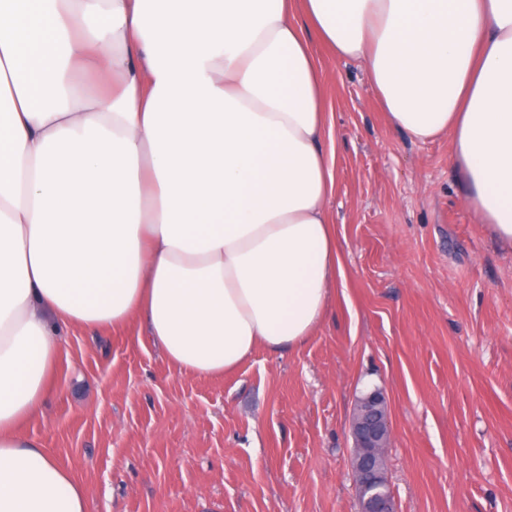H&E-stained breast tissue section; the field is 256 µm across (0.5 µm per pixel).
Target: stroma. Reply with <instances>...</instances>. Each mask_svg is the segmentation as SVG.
Returning a JSON list of instances; mask_svg holds the SVG:
<instances>
[{
	"instance_id": "35a3bbf8",
	"label": "stroma",
	"mask_w": 512,
	"mask_h": 512,
	"mask_svg": "<svg viewBox=\"0 0 512 512\" xmlns=\"http://www.w3.org/2000/svg\"><path fill=\"white\" fill-rule=\"evenodd\" d=\"M313 51L344 271L323 323L211 379L170 369L137 322L63 329L26 432L87 512H358L351 419L376 389L398 512H512V252L469 211L451 139L395 128L361 62Z\"/></svg>"
}]
</instances>
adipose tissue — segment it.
I'll return each mask as SVG.
<instances>
[{"label": "adipose tissue", "instance_id": "obj_1", "mask_svg": "<svg viewBox=\"0 0 512 512\" xmlns=\"http://www.w3.org/2000/svg\"><path fill=\"white\" fill-rule=\"evenodd\" d=\"M312 31L393 126L451 136L512 251V0H0V512H87L22 430L62 328L138 320L210 378L320 327L343 268Z\"/></svg>", "mask_w": 512, "mask_h": 512}]
</instances>
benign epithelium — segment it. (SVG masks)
Returning a JSON list of instances; mask_svg holds the SVG:
<instances>
[{
    "label": "benign epithelium",
    "instance_id": "obj_1",
    "mask_svg": "<svg viewBox=\"0 0 512 512\" xmlns=\"http://www.w3.org/2000/svg\"><path fill=\"white\" fill-rule=\"evenodd\" d=\"M385 402L383 395H368L358 400L354 409L353 469L355 483L361 491H369L378 484L380 473L372 465V457L385 456L391 442L392 429ZM362 512H396L392 493L368 496L362 501Z\"/></svg>",
    "mask_w": 512,
    "mask_h": 512
}]
</instances>
